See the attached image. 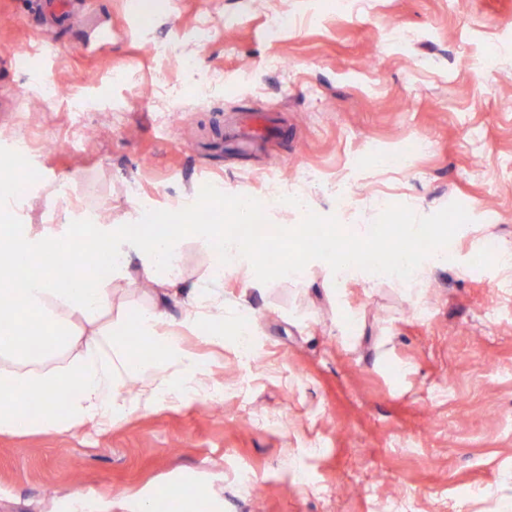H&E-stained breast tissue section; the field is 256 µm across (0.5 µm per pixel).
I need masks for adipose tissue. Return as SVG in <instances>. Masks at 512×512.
Listing matches in <instances>:
<instances>
[{"mask_svg":"<svg viewBox=\"0 0 512 512\" xmlns=\"http://www.w3.org/2000/svg\"><path fill=\"white\" fill-rule=\"evenodd\" d=\"M187 234L204 246L213 239H223L224 251L213 261L216 270L228 268L252 279L262 268L256 241L225 234L220 224H171L160 234L134 240L114 224H63L37 234L19 224L0 225V272H26L22 287L0 284V325L15 330L10 343L0 345V358L12 362L11 367L0 369V433L15 434L33 427L45 432L73 429L93 419L114 424L119 415L148 412L175 398L192 399L207 393V373L196 355L181 348L178 335L160 336L158 328L164 320L161 307L129 323L140 346L159 349L152 359L139 360L107 334L96 332L81 339L74 332V317L89 319L112 305V296L99 283L94 266L85 267L79 283L64 287L55 277L22 264L23 258L55 253L64 241L73 246L81 242L103 244L117 252L131 245L143 257V275L161 277L173 288L181 273L171 257ZM184 305L187 321L205 318L211 325L210 341H223L224 301L219 295L192 290ZM38 340L53 351L80 342L84 351L68 365L46 370L41 366L43 353L34 347ZM133 383L140 390L131 398L125 389ZM59 392L69 398L63 415L54 407ZM35 395L41 396L43 409L33 422L26 405Z\"/></svg>","mask_w":512,"mask_h":512,"instance_id":"adipose-tissue-1","label":"adipose tissue"}]
</instances>
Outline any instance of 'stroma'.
Returning a JSON list of instances; mask_svg holds the SVG:
<instances>
[{"instance_id":"obj_1","label":"stroma","mask_w":512,"mask_h":512,"mask_svg":"<svg viewBox=\"0 0 512 512\" xmlns=\"http://www.w3.org/2000/svg\"><path fill=\"white\" fill-rule=\"evenodd\" d=\"M75 8L69 26L50 8L36 17L28 0H0V185L31 232L101 211L135 223L187 207L207 184L262 201L271 226L299 223L304 210L268 200L272 181L350 232L391 204L427 216L453 202L470 232L414 294L337 280L319 260L302 283L248 289L232 271L211 279L220 241L185 237L183 288L254 310L225 317L220 343L186 322L164 286L145 293L108 273L112 307L99 327L145 357L127 324L162 303L218 397L117 426L0 434V512H69L77 491L94 502L156 496L193 479L214 487L221 512H506L512 275L470 257L491 240L512 248V84L501 79L512 73V0H161L149 16L139 0ZM49 85L66 97L46 96ZM250 112L278 116L283 134L228 152L225 127ZM77 113L100 131L72 149ZM413 141L426 150L393 165ZM340 183L357 192L351 208L336 201ZM241 323L254 330L246 355ZM231 469L259 485L226 480ZM473 485L480 495L464 497Z\"/></svg>"}]
</instances>
